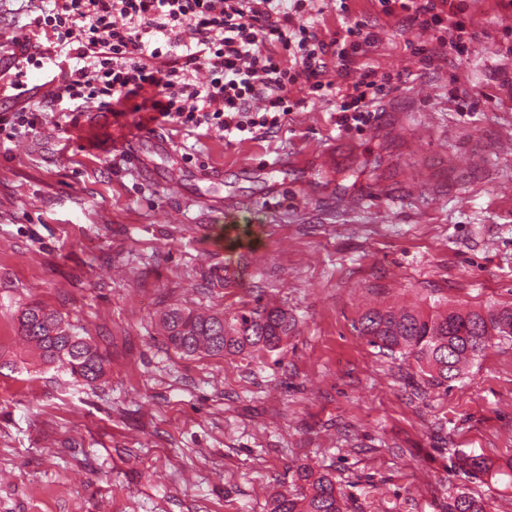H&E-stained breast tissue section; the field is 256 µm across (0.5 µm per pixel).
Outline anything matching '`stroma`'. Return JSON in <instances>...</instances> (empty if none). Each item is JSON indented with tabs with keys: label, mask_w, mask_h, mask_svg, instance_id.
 I'll use <instances>...</instances> for the list:
<instances>
[{
	"label": "stroma",
	"mask_w": 512,
	"mask_h": 512,
	"mask_svg": "<svg viewBox=\"0 0 512 512\" xmlns=\"http://www.w3.org/2000/svg\"><path fill=\"white\" fill-rule=\"evenodd\" d=\"M469 55L428 66L418 31L371 0H325V36L377 33L365 64L393 73L368 123L306 100L272 137L152 124L145 177L123 144L136 112L88 107L0 135V512H268L307 464L353 512H441L467 487L488 512L512 488L452 470L512 460V340L448 386L356 329L371 307L512 306V33L495 0H462ZM54 0H0V34L45 43ZM221 173L176 194L166 171ZM254 199L210 222L202 198ZM271 303L294 331L274 355L187 357L162 312ZM39 304L107 357L94 384L44 364L18 332Z\"/></svg>",
	"instance_id": "obj_1"
}]
</instances>
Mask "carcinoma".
Instances as JSON below:
<instances>
[{
    "instance_id": "obj_1",
    "label": "carcinoma",
    "mask_w": 512,
    "mask_h": 512,
    "mask_svg": "<svg viewBox=\"0 0 512 512\" xmlns=\"http://www.w3.org/2000/svg\"><path fill=\"white\" fill-rule=\"evenodd\" d=\"M164 337L172 348L187 355L271 354L281 348L295 323L284 309L266 304L233 312L200 314L171 308L162 316ZM18 330L39 352L41 359L94 383L105 375L106 360L85 337L65 326L61 316L40 305H30L18 317ZM358 331L370 345L405 360L414 361L417 376L429 386H448L462 367L480 356L494 337H512V308L478 311L441 310L430 314L415 310L369 308L358 319ZM456 469L467 477L483 480L507 477L512 466L494 469L480 455L456 457ZM298 492H281L272 498L270 512H348L351 498L333 476L309 465L292 473ZM444 512H486L484 502L459 490Z\"/></svg>"
}]
</instances>
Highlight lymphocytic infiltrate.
<instances>
[{
	"instance_id": "obj_1",
	"label": "lymphocytic infiltrate",
	"mask_w": 512,
	"mask_h": 512,
	"mask_svg": "<svg viewBox=\"0 0 512 512\" xmlns=\"http://www.w3.org/2000/svg\"><path fill=\"white\" fill-rule=\"evenodd\" d=\"M381 14L425 34L413 52L424 64L468 53L454 0H375ZM316 0H62L38 16L50 45L29 61L74 64L44 108L0 114L13 138L42 122L44 109L70 101L109 112L132 106L152 121L207 127L231 139L280 130L298 92L335 101L337 123L366 124L392 76L358 67L379 39L363 24L325 37Z\"/></svg>"
}]
</instances>
